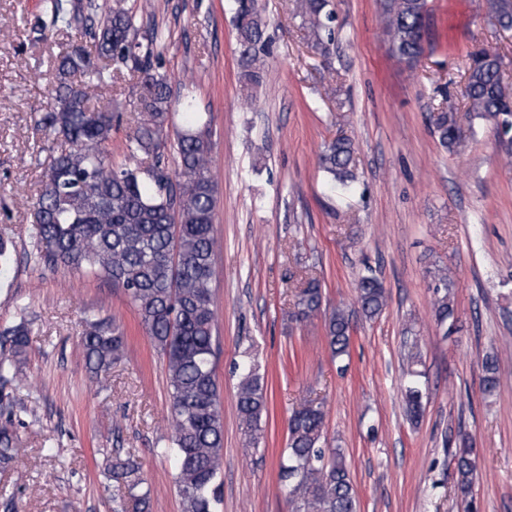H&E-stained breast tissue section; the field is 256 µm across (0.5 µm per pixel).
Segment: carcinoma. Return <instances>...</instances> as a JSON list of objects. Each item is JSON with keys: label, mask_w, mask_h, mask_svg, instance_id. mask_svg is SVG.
<instances>
[{"label": "carcinoma", "mask_w": 512, "mask_h": 512, "mask_svg": "<svg viewBox=\"0 0 512 512\" xmlns=\"http://www.w3.org/2000/svg\"><path fill=\"white\" fill-rule=\"evenodd\" d=\"M233 26L238 46L239 82L246 89L262 83L265 72L267 19L259 0H234ZM51 25L70 34L81 31L92 49L72 46L55 56V81L47 108L36 125L52 137L56 149L41 179L30 246L38 263L66 268L109 282L123 290L140 323L163 359L170 390V434L164 453L175 456V484L181 512H217V481L224 462V421L216 373L218 317L214 277V224L218 189L212 175L213 142L200 122L193 99L172 98L170 80L160 72L161 54L138 40L136 16L116 3L103 17L93 16L92 0L66 7L46 0ZM501 27L512 28V0H486ZM390 51L414 72L424 54L421 25L427 0H380ZM297 15L315 44L332 40L334 12L330 0H298ZM503 59L486 49L469 54L465 70L467 111L490 120L498 133H512V89L502 79ZM137 76V112L126 149L127 161L112 163L107 146L121 113L90 107L93 91L122 72ZM184 114L182 127L169 131L171 114ZM439 144L453 151L465 135L448 99L431 117ZM330 185L346 192L358 183L353 141L339 135L319 155ZM435 280V317H453V279L439 268ZM358 303L373 319L386 309L387 294L375 275L361 277ZM319 280L310 278L295 295L288 317L305 322L321 313ZM19 321L0 331V384L16 381L30 344L31 322L19 309ZM330 354L340 363L349 355L352 316L331 310L325 320ZM90 378L108 371L124 353V332L109 320L85 319L80 336ZM482 388L496 391L499 362L483 359ZM239 370L236 399L246 447L263 437L267 412L265 376L251 361ZM406 413L415 423L422 413L423 392L413 379L406 387ZM14 405L0 394V465L15 456L18 435ZM323 404L310 399L288 420V448L279 463V479L288 489L292 512H358L359 500L345 449L328 446ZM476 449L466 433H458L453 453L455 493L464 512H480L474 495ZM134 501L137 512H149L151 489L139 463L115 455L105 471Z\"/></svg>", "instance_id": "cac0c4a2"}]
</instances>
